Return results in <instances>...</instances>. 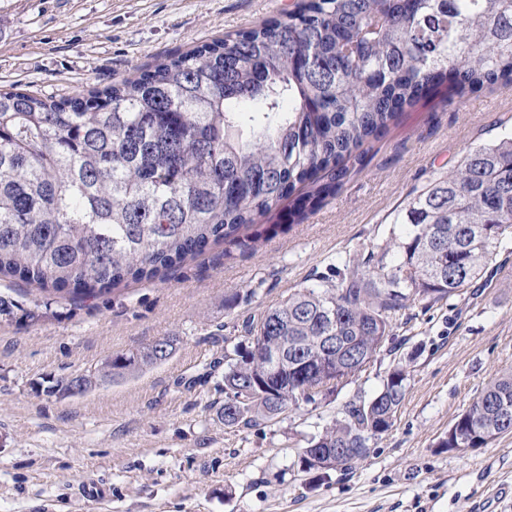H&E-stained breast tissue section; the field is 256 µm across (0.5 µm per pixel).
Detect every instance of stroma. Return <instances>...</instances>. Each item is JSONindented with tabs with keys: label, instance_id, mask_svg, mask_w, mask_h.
<instances>
[{
	"label": "stroma",
	"instance_id": "1",
	"mask_svg": "<svg viewBox=\"0 0 512 512\" xmlns=\"http://www.w3.org/2000/svg\"><path fill=\"white\" fill-rule=\"evenodd\" d=\"M296 0H0V89L56 99L134 76L155 59L257 27ZM512 130V86L464 103L429 97L372 141L334 197L302 222L290 203L239 239L210 245L166 280L80 300L0 277V512H512V434L439 447L490 379L512 368V248L463 294L414 300L358 376L254 427L227 426L224 349L346 255L385 241L395 214L471 148ZM171 358L78 396L46 394L164 337ZM406 397L367 457L323 479L308 441L396 364ZM96 502L74 491L86 479Z\"/></svg>",
	"mask_w": 512,
	"mask_h": 512
}]
</instances>
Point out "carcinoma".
Returning a JSON list of instances; mask_svg holds the SVG:
<instances>
[{
  "label": "carcinoma",
  "mask_w": 512,
  "mask_h": 512,
  "mask_svg": "<svg viewBox=\"0 0 512 512\" xmlns=\"http://www.w3.org/2000/svg\"><path fill=\"white\" fill-rule=\"evenodd\" d=\"M512 84V0H300L260 27L168 55L88 96L0 91V275L79 299L152 280L262 221L298 186L299 218L334 195L363 147L441 87L463 101ZM406 227L346 258L336 281L299 289L246 326L224 386L251 392L227 426L252 427L363 370L416 298L469 287L512 241V133L469 150L399 210ZM323 336L336 348L319 350ZM284 342L273 370L264 351ZM172 336L82 377L134 375L170 358ZM398 366L300 460L346 471L393 426ZM512 432V369L490 379L438 447Z\"/></svg>",
  "instance_id": "1"
}]
</instances>
